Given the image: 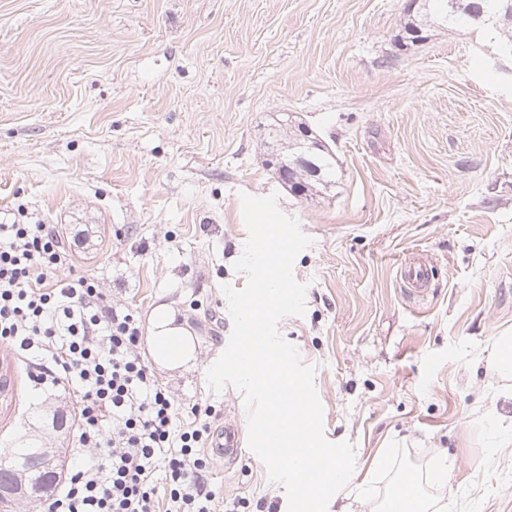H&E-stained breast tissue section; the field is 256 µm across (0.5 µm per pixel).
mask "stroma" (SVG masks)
I'll return each instance as SVG.
<instances>
[{"label":"stroma","instance_id":"stroma-1","mask_svg":"<svg viewBox=\"0 0 512 512\" xmlns=\"http://www.w3.org/2000/svg\"><path fill=\"white\" fill-rule=\"evenodd\" d=\"M407 0H0V214L25 207L149 326L173 311L194 365L140 352L183 412L247 424L206 371L232 331L223 285L247 237L241 194H278L312 244L294 262L306 312L278 325L314 382L326 438L355 451L358 512L412 473L446 512H512V56L445 27L395 42ZM291 112L329 146L336 179L296 196L266 162ZM432 267L429 294L398 270ZM0 453L45 401L0 347ZM217 507L288 512L243 449L209 455ZM448 482L428 480L440 462Z\"/></svg>","mask_w":512,"mask_h":512}]
</instances>
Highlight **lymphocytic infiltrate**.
Here are the masks:
<instances>
[{"instance_id":"1","label":"lymphocytic infiltrate","mask_w":512,"mask_h":512,"mask_svg":"<svg viewBox=\"0 0 512 512\" xmlns=\"http://www.w3.org/2000/svg\"><path fill=\"white\" fill-rule=\"evenodd\" d=\"M68 262L53 228L0 220V342L34 387L72 388L78 404L72 472L46 512H217L212 406L182 416L140 355L137 317L105 305L94 278L62 276Z\"/></svg>"}]
</instances>
